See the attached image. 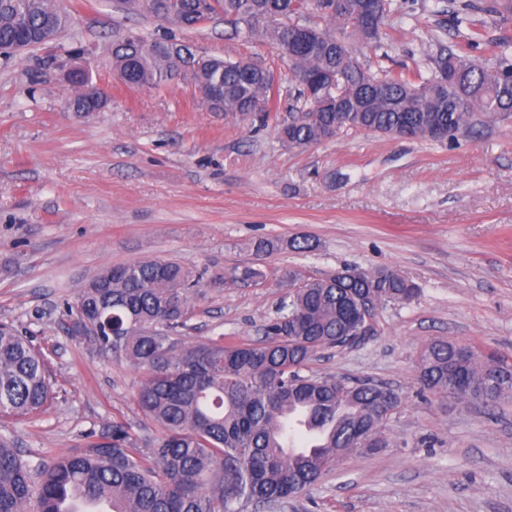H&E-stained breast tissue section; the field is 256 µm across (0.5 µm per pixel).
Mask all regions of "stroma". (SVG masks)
I'll list each match as a JSON object with an SVG mask.
<instances>
[{
    "instance_id": "obj_1",
    "label": "stroma",
    "mask_w": 512,
    "mask_h": 512,
    "mask_svg": "<svg viewBox=\"0 0 512 512\" xmlns=\"http://www.w3.org/2000/svg\"><path fill=\"white\" fill-rule=\"evenodd\" d=\"M426 2L405 0L391 19L392 68H426L439 42L463 50L451 16H428ZM59 3L71 18L63 41L83 55L49 64L45 48L0 60V321L32 335L54 389L45 411L7 424L24 458L49 462L115 421L141 439L163 433L137 405L142 371L69 333L65 305L101 269L193 263L203 279L185 335L249 343L286 294L283 270L387 267L416 285L415 297L384 305L374 335L309 365L399 394L383 448L351 452L294 498L242 512H512V401L470 403L418 380L420 356L438 339L512 366V119L452 143L351 130L291 148L278 136L287 102L268 121H240L210 112L182 80L160 94L121 84L113 38L157 34L155 18L114 13L110 0ZM175 36L252 59L282 90L292 86L275 44L233 36L223 18ZM76 69L111 84L105 108L66 111ZM294 238L310 250L255 254L259 240ZM256 260L263 283L232 278Z\"/></svg>"
}]
</instances>
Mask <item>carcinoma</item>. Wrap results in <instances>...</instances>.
Here are the masks:
<instances>
[{"label":"carcinoma","mask_w":512,"mask_h":512,"mask_svg":"<svg viewBox=\"0 0 512 512\" xmlns=\"http://www.w3.org/2000/svg\"><path fill=\"white\" fill-rule=\"evenodd\" d=\"M365 0H112L123 14H148L161 23L194 30L217 16L245 41H269L288 48V33L305 26L320 35L289 58L296 89L288 121L279 127L292 148L332 140L353 130L388 136L410 127L420 138L440 142L471 132L487 119L512 116V45L498 44L495 62L478 63L441 45L423 72L393 73L388 58V21L399 14V0H382L371 29L355 21ZM503 19L512 0L483 7L463 2L454 11L457 25L478 43L476 9ZM69 24L57 0H0V56L52 43ZM350 28L372 51L365 62L353 51L338 56L328 49L327 28ZM112 66L130 88L159 91L190 73L212 112L245 120L270 109L279 90L271 70L244 58L203 57L172 35L146 37L129 32L112 40ZM321 76L326 99L306 94L305 79ZM67 106L96 112L109 95L97 96L81 81ZM342 100L347 111L336 110ZM288 246L311 248L308 240L263 241L256 251L272 254ZM242 283L260 284L267 271L258 263L232 269ZM288 288L277 316L255 344L198 343L177 335L186 326L199 287L193 265L179 261L136 260L104 270L81 290L77 319H90L98 331L83 340L100 356L123 355L144 373L136 394L141 411L163 428L160 438L139 446L130 427L119 421L78 452H58L43 466L24 461L10 437L0 434V512H64L82 499L111 506L107 512H241L249 503L271 504L315 484L323 472L384 422L376 412L384 385L304 375L324 349L343 350L357 336L355 298L368 296L375 308L403 303L415 285L389 268L351 271L339 277L282 274ZM462 377L461 399L496 402L512 399V366L460 344L436 340L419 359V381L436 391L452 375ZM52 399L44 355L11 323H0V419L43 411Z\"/></svg>","instance_id":"carcinoma-1"}]
</instances>
